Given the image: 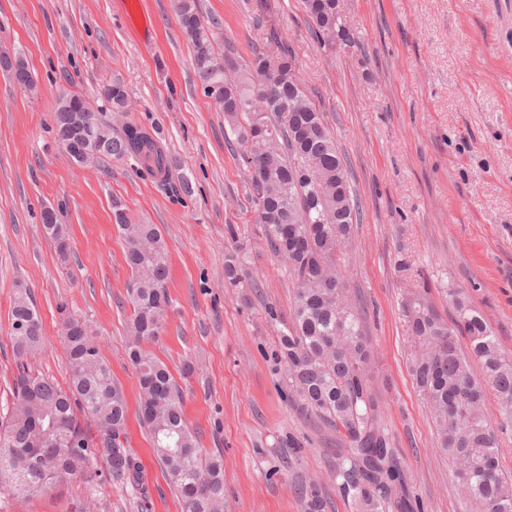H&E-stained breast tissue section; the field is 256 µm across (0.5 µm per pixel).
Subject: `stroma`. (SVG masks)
<instances>
[{
  "mask_svg": "<svg viewBox=\"0 0 512 512\" xmlns=\"http://www.w3.org/2000/svg\"><path fill=\"white\" fill-rule=\"evenodd\" d=\"M0 0V49L22 54L33 88L0 72V416L11 402L8 339L16 288H29L46 350L32 368L65 382V313L84 317L102 342L127 403L125 448L137 485L73 476L5 503L6 512H182L138 423L139 382L127 355L132 306L125 242L112 220L120 198L136 224H155L169 250L173 305L154 351L184 381V410L198 445L224 457V512H304L295 489L319 480L328 512H354L329 462L336 440L298 418L282 385L277 328L266 309L287 312L293 282L281 260L254 249L249 272L263 296L243 306L224 286V227L256 240L242 162L224 140V115L194 74L173 0ZM217 44L249 57L262 33L257 0H199ZM353 47L327 49L311 33L303 0H269L267 25L292 48L312 102L348 161L362 222L345 255L348 286L362 300L364 332L378 353L384 422L424 512H459L462 494L437 449L426 405L408 372L406 292L424 277L462 289L512 357V0H342ZM121 79L126 112L156 130L189 191L163 192L133 161L78 166L54 142L59 93L93 100ZM60 211L70 236L60 258L43 229ZM307 438L301 451L289 435Z\"/></svg>",
  "mask_w": 512,
  "mask_h": 512,
  "instance_id": "35a3bbf8",
  "label": "stroma"
}]
</instances>
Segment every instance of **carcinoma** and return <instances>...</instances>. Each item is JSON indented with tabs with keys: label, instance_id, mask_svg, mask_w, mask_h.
<instances>
[{
	"label": "carcinoma",
	"instance_id": "cac0c4a2",
	"mask_svg": "<svg viewBox=\"0 0 512 512\" xmlns=\"http://www.w3.org/2000/svg\"><path fill=\"white\" fill-rule=\"evenodd\" d=\"M304 7L321 45L357 43L342 22L340 0H304ZM176 14L195 75L224 112V138L245 167L258 238L285 261L294 280L288 317L268 308V316L280 324L277 359L285 367L288 396L298 414L336 433L330 469L339 495L356 512H418L419 495L384 426L374 350L340 272L341 257L361 222L360 202L323 115L301 84L293 50L270 27L266 45L252 46L249 59H240L231 46L221 56L197 0H176ZM272 44L273 52L267 49ZM0 70L33 79L19 54H0ZM101 98L112 112H122L128 91L116 79L102 87ZM76 100L86 110L90 134L82 136L70 126L62 103L55 112V141L74 161L127 158L164 192H188L186 178L172 179L176 162L155 132L137 124L118 130L104 109L80 95ZM112 216L131 271L127 293L133 311L126 331L141 390V425L183 512H224V458L198 448L183 415V388L151 349L172 304L165 241L156 225L131 223L118 198L112 199ZM42 222L51 239L67 238L59 212L44 210ZM224 237L233 244L225 254L224 287L237 290L247 304L261 283L246 275L248 251L239 244L238 226L225 225ZM448 298L451 318L439 311L425 280L405 296L403 316L414 343L408 371L428 405L437 445L464 488L460 512H512V471L504 464L498 430L485 418L488 385L502 424L512 426V360L468 296L450 288ZM462 337L468 342L466 354ZM8 339L16 374L11 412L0 424V499L24 498L70 476L88 484L103 476L119 484L137 482L139 464L120 440L125 397L86 320L69 315L63 322L69 367L65 386L31 367L44 350V339L28 288L16 291ZM473 360L482 364L485 381L474 378ZM297 491L306 512H328L316 482Z\"/></svg>",
	"mask_w": 512,
	"mask_h": 512
}]
</instances>
